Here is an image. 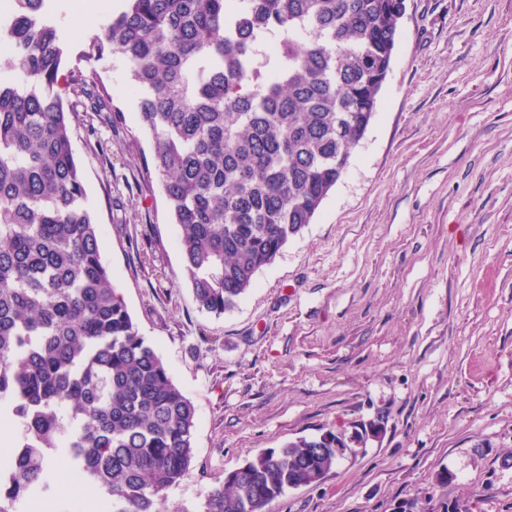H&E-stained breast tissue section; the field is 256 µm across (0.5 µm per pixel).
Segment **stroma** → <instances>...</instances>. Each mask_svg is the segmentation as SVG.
Here are the masks:
<instances>
[{
	"mask_svg": "<svg viewBox=\"0 0 512 512\" xmlns=\"http://www.w3.org/2000/svg\"><path fill=\"white\" fill-rule=\"evenodd\" d=\"M51 0L71 52L115 13ZM125 116L104 156L72 125L103 257L196 408L195 461L163 512H202L259 452L334 430L352 448L269 512H512V0H407L377 112L311 224L236 307L200 311L152 142ZM380 432L353 444L361 424Z\"/></svg>",
	"mask_w": 512,
	"mask_h": 512,
	"instance_id": "obj_1",
	"label": "stroma"
}]
</instances>
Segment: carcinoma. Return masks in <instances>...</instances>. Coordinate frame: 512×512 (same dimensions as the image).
I'll list each match as a JSON object with an SVG mask.
<instances>
[{"instance_id": "obj_1", "label": "carcinoma", "mask_w": 512, "mask_h": 512, "mask_svg": "<svg viewBox=\"0 0 512 512\" xmlns=\"http://www.w3.org/2000/svg\"><path fill=\"white\" fill-rule=\"evenodd\" d=\"M12 0L0 38V415L20 435L0 512L57 495L54 461L99 512H159L192 465L196 409L140 333L85 207L72 120L121 125L99 72L70 66L44 6ZM79 55L121 56L198 308L232 310L312 223L391 69L405 0H123ZM335 431L262 451L203 512H267L338 463Z\"/></svg>"}]
</instances>
